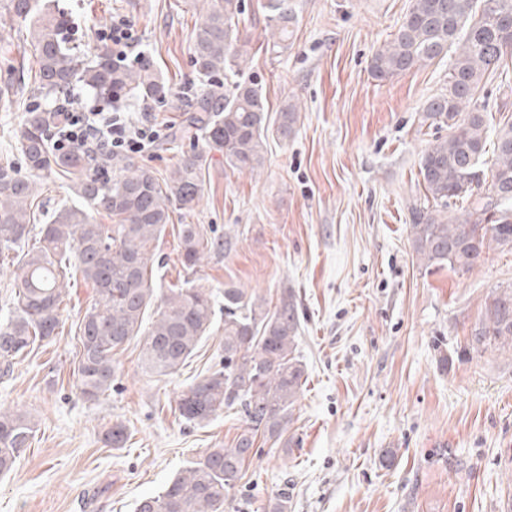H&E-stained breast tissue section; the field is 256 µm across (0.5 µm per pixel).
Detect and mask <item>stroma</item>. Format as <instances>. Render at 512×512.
<instances>
[{"mask_svg": "<svg viewBox=\"0 0 512 512\" xmlns=\"http://www.w3.org/2000/svg\"><path fill=\"white\" fill-rule=\"evenodd\" d=\"M51 2L87 57L99 26L116 15L131 21L138 53L152 57L172 89L155 107L159 121L179 123L205 89L191 64L201 16L194 0ZM265 2L245 0L238 28L271 109L296 103L294 131L268 139L265 166L254 173L209 154L190 221L214 227L229 246L196 273L183 270L177 214L154 269L164 288L192 277L271 299L288 287L302 302L298 350L308 380L290 427L299 444L262 447L233 496L247 512H265L283 492L291 512H512V358L462 352L485 298L512 286V253L488 251L467 272L431 271L410 236L408 209L423 195L420 155L448 134L424 124L423 107L444 91L450 61L387 82L370 75L372 54L411 0H288L293 34L278 52L268 43ZM186 86L189 96L179 97ZM19 96L21 109L0 111V157L13 161L24 107L44 102L31 81ZM477 98L492 122L512 120V58ZM68 291L61 333L0 375V405L37 423L14 470L0 475V512H134L189 461L231 447L245 426L223 413L199 427L176 410L183 388L219 364L217 334L166 379L142 371L143 340L135 338L116 356L111 392L84 400L75 330L91 290L72 282ZM116 420L129 431L121 448L104 442Z\"/></svg>", "mask_w": 512, "mask_h": 512, "instance_id": "stroma-1", "label": "stroma"}]
</instances>
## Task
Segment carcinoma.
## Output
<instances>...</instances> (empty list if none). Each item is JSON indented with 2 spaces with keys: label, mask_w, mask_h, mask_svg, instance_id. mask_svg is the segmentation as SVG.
I'll return each mask as SVG.
<instances>
[{
  "label": "carcinoma",
  "mask_w": 512,
  "mask_h": 512,
  "mask_svg": "<svg viewBox=\"0 0 512 512\" xmlns=\"http://www.w3.org/2000/svg\"><path fill=\"white\" fill-rule=\"evenodd\" d=\"M207 5L191 33L192 63L208 78L204 93L177 127L174 139L189 141L175 169L165 178L130 160L93 166L80 151L57 152L48 146V110L28 109L20 134V155L27 174L10 161L0 163V268L12 262V307L0 316V363L10 373L16 360L63 325L64 279L75 278L92 290V301L78 323L77 388L88 401L112 390L115 355L144 336L141 367L147 374H176L203 339L223 330V366L208 370L181 392L179 416L202 425L224 409L240 408L244 429L230 448H211L146 495L134 512H227L230 492L258 454L257 444L295 446L288 435L306 382V364L297 353L303 310L292 288L273 302L256 291L224 287V325L216 327L212 289L185 281L158 288L155 250L171 215L194 213L203 191V150L222 153L234 170L264 167L269 134L286 139L297 121V106L285 103L275 121L262 87L243 79L224 88L218 76L227 68L240 73L248 52L241 44L238 19L244 0H202ZM285 0H268L267 26L288 41L294 16ZM8 14L29 27L22 34L35 63L34 81L47 94L81 81L109 105L136 98L148 105L163 100L168 88L147 56L124 66L107 50L89 61L68 46L67 21L48 0H6ZM512 0H412L398 30L372 54L373 78L388 81L430 65L448 51L454 57L445 92L429 99L424 121L448 127V136L426 146L419 160L423 201L410 209V235L420 264L431 270L469 271L490 249L512 250V122L498 126L494 159L484 168L489 135L487 113L476 94L486 75L512 55ZM11 77L20 73L12 43L0 50ZM55 172L70 182L80 205L59 209L48 224H34L37 179ZM468 202L461 212L450 204ZM110 218L95 222L93 213ZM38 231V238L30 234ZM182 266L193 270L204 258L224 253V240L203 224L178 228ZM474 330L478 344L463 352L495 349L512 356V288L490 293ZM35 422L20 410L0 406V474L9 473L34 437ZM127 426L114 422L106 440L114 448L127 442Z\"/></svg>",
  "instance_id": "obj_1"
}]
</instances>
